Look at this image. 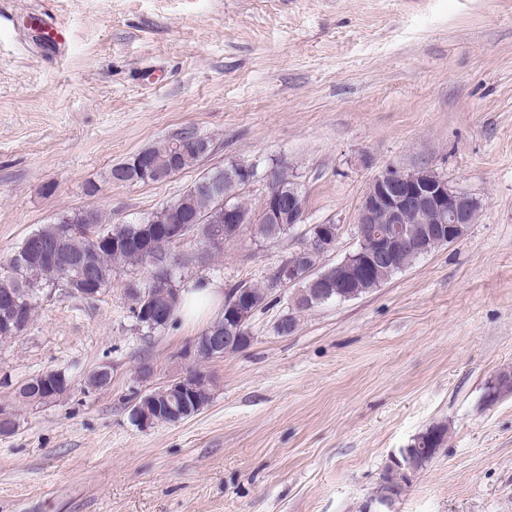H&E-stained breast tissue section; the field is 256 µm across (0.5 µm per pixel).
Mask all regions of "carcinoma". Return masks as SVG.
<instances>
[{
	"instance_id": "carcinoma-1",
	"label": "carcinoma",
	"mask_w": 512,
	"mask_h": 512,
	"mask_svg": "<svg viewBox=\"0 0 512 512\" xmlns=\"http://www.w3.org/2000/svg\"><path fill=\"white\" fill-rule=\"evenodd\" d=\"M204 140L206 137L198 132L186 129L158 145L141 150L128 161L114 166L111 171L112 181L157 183L161 175L170 178L197 165L203 159L201 150ZM204 176L219 181V190L223 195L230 197L231 203L244 210L253 209L252 204L240 196V190L245 187V183L224 175V167H214L204 173ZM215 206L213 196L195 182L178 198L152 212L150 218L153 223L162 226L186 224L188 232L201 240L209 236L222 238L224 224L195 223V220L207 216ZM144 229L145 225L136 221L107 224L102 212L95 208L92 209V217L89 220L81 213H63L52 223L44 225L40 230L23 239L18 249L7 260L3 271L0 272V295L10 293L14 296L13 313L17 314L21 323L26 326L36 312L39 292L45 288L57 287L59 280L64 276L78 284L83 283L82 268L85 264L89 263L93 266L98 295L112 286V280L117 273L128 268L134 270L142 268L145 270L144 276L131 275L123 284L129 311H134V307L138 304V294L134 292V287L138 286L151 289L153 303L175 314L181 303L169 305V292L151 287L149 276L152 267L145 264L142 254L135 247L127 244L128 240L143 233ZM33 239L41 247L48 246L56 249L58 254L56 265L46 266L33 259L34 249L30 246ZM153 243L156 265L161 266L181 259L176 251L177 245L168 239L155 238ZM321 257L320 250L313 248L309 252L306 263L300 267L303 280L301 288L296 293L297 311L300 313L319 306L317 301L311 299L314 289L308 287V284L326 274L328 281L323 283V286L336 285V272L320 264ZM237 288L244 290L249 295L251 304L260 309L264 307L270 291L268 286L261 288L252 284H239ZM46 382L49 383L53 397L56 399L63 397L71 388L70 380L67 378L47 381L41 376L33 377L23 383L22 402L35 404L41 401L44 397L43 387ZM511 386L512 370L500 373L497 383L486 385V400L490 403L497 401L496 392L503 387ZM154 398L157 399L158 404L148 403L152 417L162 424L172 423L171 416L164 412V392L157 391ZM210 399L209 393L200 394L196 401L185 393L175 398L174 402L185 406V417L189 418L206 406ZM447 443L448 425L442 422L434 423L419 432L409 447L401 450L400 455L410 461L415 471L419 472L432 462ZM408 484V478L396 464L388 465L382 474L376 501L386 509H392Z\"/></svg>"
}]
</instances>
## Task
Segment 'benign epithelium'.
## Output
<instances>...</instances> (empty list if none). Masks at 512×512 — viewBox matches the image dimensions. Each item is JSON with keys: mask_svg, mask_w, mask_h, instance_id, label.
<instances>
[{"mask_svg": "<svg viewBox=\"0 0 512 512\" xmlns=\"http://www.w3.org/2000/svg\"><path fill=\"white\" fill-rule=\"evenodd\" d=\"M265 178L268 190L265 194L266 206L257 213L247 214L240 211L229 201H224V209L212 212L208 223L219 221L235 227V233L224 230V236L237 237L244 224H301L305 220L306 197L296 188L288 194L282 193L278 173L270 168ZM478 202L469 194L449 186L448 181L430 168L402 170L387 166L370 180L363 196L357 215L356 234L359 241L355 251L347 255L336 266L340 275L336 276V287L349 288L354 278H366L377 267H397L400 252L410 249L418 254H427L434 250L441 241L453 242L463 234L465 228L473 223ZM384 212L392 220L385 229L375 227L378 212ZM416 217L423 224L417 234L408 232L406 224L410 217ZM372 235L377 242L374 251L366 254L364 247L367 236ZM337 236L322 227L314 231L306 243L297 250L303 255L310 246L328 253L335 247ZM176 268L161 266L153 272L152 285L155 288H168L172 285ZM274 285L291 287L297 281L295 262L285 261L273 275ZM227 308L233 311L229 323H244L250 313L248 302L241 299L237 292H232L226 301ZM238 346V336L232 328H226V335L211 336L209 340L193 345V356L200 358L203 354L212 357L225 355Z\"/></svg>", "mask_w": 512, "mask_h": 512, "instance_id": "benign-epithelium-1", "label": "benign epithelium"}]
</instances>
